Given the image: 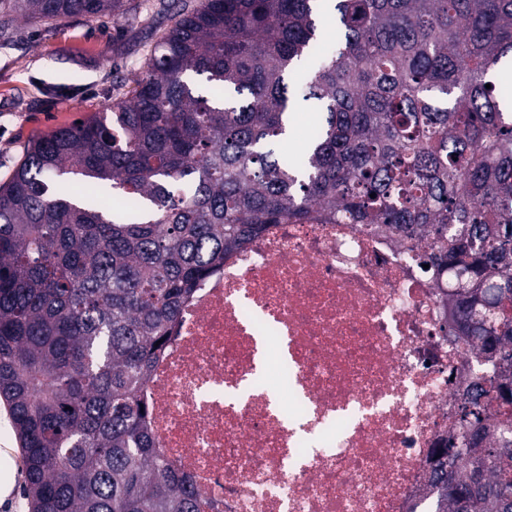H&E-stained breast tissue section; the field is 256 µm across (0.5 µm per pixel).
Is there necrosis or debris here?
Here are the masks:
<instances>
[{"label":"necrosis or debris","instance_id":"4bbe7bcc","mask_svg":"<svg viewBox=\"0 0 512 512\" xmlns=\"http://www.w3.org/2000/svg\"><path fill=\"white\" fill-rule=\"evenodd\" d=\"M445 284L361 224H273L185 301L140 397L204 512H414L479 376Z\"/></svg>","mask_w":512,"mask_h":512}]
</instances>
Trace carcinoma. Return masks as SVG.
Masks as SVG:
<instances>
[{
  "label": "carcinoma",
  "mask_w": 512,
  "mask_h": 512,
  "mask_svg": "<svg viewBox=\"0 0 512 512\" xmlns=\"http://www.w3.org/2000/svg\"><path fill=\"white\" fill-rule=\"evenodd\" d=\"M158 5L172 24L131 97L33 139L0 183V402L29 512H200L138 398L156 342L225 254L316 220L429 241L417 264L454 279L457 338L509 374L461 398L426 512H512V97L494 81L512 0ZM137 14L0 0V40L20 22ZM327 17L339 42L317 63ZM310 100L320 121L284 156Z\"/></svg>",
  "instance_id": "1"
}]
</instances>
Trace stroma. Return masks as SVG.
Listing matches in <instances>:
<instances>
[{
  "label": "stroma",
  "mask_w": 512,
  "mask_h": 512,
  "mask_svg": "<svg viewBox=\"0 0 512 512\" xmlns=\"http://www.w3.org/2000/svg\"><path fill=\"white\" fill-rule=\"evenodd\" d=\"M140 2V21L117 29L108 18L73 19L51 31L22 23L0 44V181L20 162L29 141L104 112L144 76L146 54L170 19L157 11L158 0ZM0 461L9 474L0 512H29L16 492L22 481L20 447L1 405Z\"/></svg>",
  "instance_id": "stroma-1"
}]
</instances>
